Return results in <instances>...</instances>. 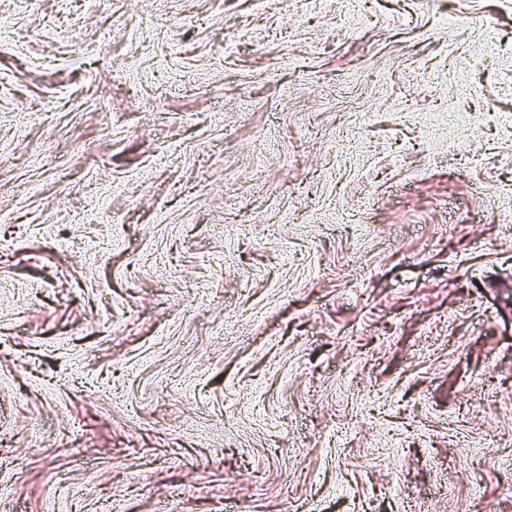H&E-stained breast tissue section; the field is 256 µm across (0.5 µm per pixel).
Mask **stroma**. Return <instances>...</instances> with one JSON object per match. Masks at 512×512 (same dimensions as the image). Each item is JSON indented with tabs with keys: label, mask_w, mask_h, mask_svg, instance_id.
<instances>
[{
	"label": "stroma",
	"mask_w": 512,
	"mask_h": 512,
	"mask_svg": "<svg viewBox=\"0 0 512 512\" xmlns=\"http://www.w3.org/2000/svg\"><path fill=\"white\" fill-rule=\"evenodd\" d=\"M0 512H512V0H0Z\"/></svg>",
	"instance_id": "obj_1"
}]
</instances>
